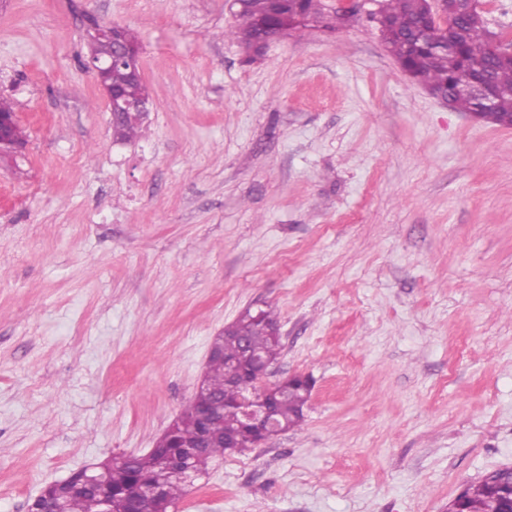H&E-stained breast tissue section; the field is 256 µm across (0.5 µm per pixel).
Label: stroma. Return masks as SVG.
<instances>
[{"label": "stroma", "mask_w": 512, "mask_h": 512, "mask_svg": "<svg viewBox=\"0 0 512 512\" xmlns=\"http://www.w3.org/2000/svg\"><path fill=\"white\" fill-rule=\"evenodd\" d=\"M231 0H0V512L185 410L210 343L272 309L300 427L171 512H446L512 466V128L406 75L368 7L247 62ZM133 30L152 101L112 137L79 61ZM2 112V113H1ZM25 139L19 128L15 113L7 101H0V149L19 150L23 148Z\"/></svg>", "instance_id": "1"}]
</instances>
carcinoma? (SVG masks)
<instances>
[{"mask_svg": "<svg viewBox=\"0 0 512 512\" xmlns=\"http://www.w3.org/2000/svg\"><path fill=\"white\" fill-rule=\"evenodd\" d=\"M239 24L230 35L247 51L260 55L269 41L288 28L297 25L296 19L309 20L323 15L322 0H239ZM376 9L371 16L379 25L382 38L391 54L400 62L408 76L426 88L449 95L458 83L480 79L493 87L495 116L500 123L512 117V55L493 56L488 49L489 35L485 21L477 9V0H465L459 5L448 31L433 29L428 24V0H374ZM450 37L456 44L452 52L436 46ZM140 64L135 57L132 64L114 66L108 74L112 85L123 88L131 98L146 93V86L130 80V67ZM141 122L135 120L112 121V137L131 140L138 136ZM256 352L261 363L250 370L257 380L280 355L281 343L277 319L271 310L257 313L246 310L237 320L224 327V337L214 339L211 358L205 377L207 395L200 401L192 400L179 420L169 428L165 439L157 442L156 449L144 455L128 458L117 456L100 465L105 482L102 492L73 493L65 498L66 512H101V495L112 500L114 508L122 507L127 496L163 475L162 461L168 456L184 452L182 445L194 441L200 427L210 433L207 448L196 452L188 462L189 472L203 475L209 463L231 451L226 438L236 435L241 447L252 443V434L240 427L235 402L239 389L229 383L228 361L235 358L242 346ZM310 395L309 386L297 382L286 395L268 397L280 429L286 431L299 424L303 407ZM509 475L496 479L483 478L465 489L469 512H509L503 495ZM186 482L180 476L165 478L166 505L140 493L136 499L138 512H160L171 508L184 494Z\"/></svg>", "mask_w": 512, "mask_h": 512, "instance_id": "obj_1", "label": "carcinoma"}]
</instances>
